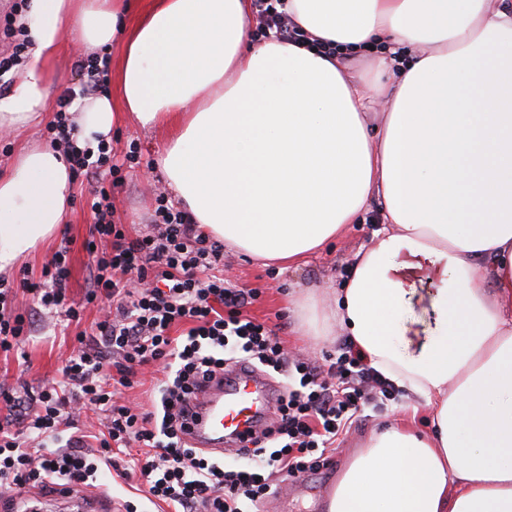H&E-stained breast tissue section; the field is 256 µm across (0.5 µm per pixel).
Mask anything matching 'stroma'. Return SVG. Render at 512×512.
Listing matches in <instances>:
<instances>
[{
	"label": "stroma",
	"instance_id": "35a3bbf8",
	"mask_svg": "<svg viewBox=\"0 0 512 512\" xmlns=\"http://www.w3.org/2000/svg\"><path fill=\"white\" fill-rule=\"evenodd\" d=\"M82 54V49L74 42H66L55 62L56 77L51 88L53 101H60L67 91L83 85L84 77L77 67V59ZM111 139L116 157H123L130 146L138 148V165L122 170L125 184L115 192L113 217L115 223L127 225L134 233L147 224L155 206L156 193L168 189L164 176L154 166L155 154L164 144L165 133L161 130L147 132L133 121L125 120L114 127ZM84 191V186H75L65 224L74 240L68 290L69 298L74 300L83 295L89 263L81 247L92 222L82 198ZM379 208V202H372L362 223L347 225L333 245L297 268L281 271L225 249V278L238 287L256 290L257 297L248 308L249 315L269 325L280 326V337L290 354L303 355L321 365L329 354L335 353L338 344L345 341L346 335L341 331L333 339L321 343L304 335L296 303L312 288L317 289L325 303H333L337 288L349 272L354 253L369 243L378 227ZM76 330L63 327L54 318L35 314L29 339L22 344L20 353L0 352V387L12 388L22 382L35 390L54 378L70 352ZM407 403V398L401 394L384 408H368L361 412L343 433L338 449L323 466L301 479H287V503L268 497L262 504V512H324L325 500L350 453L373 428L394 421ZM77 492L103 499L110 512H124L123 504L128 500L134 501L140 512H168L164 503L154 504L146 499L137 479L126 481L115 477L113 469L107 467L98 472L90 484L78 487Z\"/></svg>",
	"mask_w": 512,
	"mask_h": 512
}]
</instances>
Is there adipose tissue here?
Here are the masks:
<instances>
[{"mask_svg":"<svg viewBox=\"0 0 512 512\" xmlns=\"http://www.w3.org/2000/svg\"><path fill=\"white\" fill-rule=\"evenodd\" d=\"M297 41L252 38L251 0H30L32 49L0 96V134L51 109L66 37L120 44L117 95L79 100L81 145L122 116L169 128L159 164L196 223L263 264L297 265L357 223L383 227L336 290L301 308L308 335L341 325L431 428L372 433L328 512H512V0H284ZM369 55L375 78L354 60ZM60 153L18 151L0 177V273L66 221ZM425 297L429 335L399 313Z\"/></svg>","mask_w":512,"mask_h":512,"instance_id":"ef3b65f1","label":"adipose tissue"}]
</instances>
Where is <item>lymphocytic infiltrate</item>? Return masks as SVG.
Here are the masks:
<instances>
[{"mask_svg": "<svg viewBox=\"0 0 512 512\" xmlns=\"http://www.w3.org/2000/svg\"><path fill=\"white\" fill-rule=\"evenodd\" d=\"M27 0H13L0 20L6 52L0 77L16 72L32 41L16 19ZM63 97L46 127L74 176L87 182L93 222L83 243L89 256L80 301L67 297L70 246L48 260L21 289L47 314L80 324L87 306L101 316L75 337L58 379L37 394L0 391V501L34 487L63 490L87 484L112 464L114 449L137 446L133 464L152 497L174 512H255L272 492L274 475L295 478L319 466L343 428L366 407H380L395 387L344 342L327 367L291 357L268 325L242 314L254 293L224 279V244L195 224L190 212L158 194L144 234L129 237L113 223L112 190L120 164L112 145L79 147ZM13 289L0 282V352L18 348L29 325L13 305ZM245 361L281 374L288 387L270 430L254 440L246 467H227L182 440V418L200 378ZM165 374L154 408L126 398L143 370ZM102 415L104 432L86 446L79 424Z\"/></svg>", "mask_w": 512, "mask_h": 512, "instance_id": "1", "label": "lymphocytic infiltrate"}]
</instances>
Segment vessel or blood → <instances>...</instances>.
I'll return each instance as SVG.
<instances>
[{
	"mask_svg": "<svg viewBox=\"0 0 512 512\" xmlns=\"http://www.w3.org/2000/svg\"><path fill=\"white\" fill-rule=\"evenodd\" d=\"M278 398L277 387L261 371L234 365L198 382L189 400L193 414L183 438L190 447L224 456L269 426Z\"/></svg>",
	"mask_w": 512,
	"mask_h": 512,
	"instance_id": "b4317fda",
	"label": "vessel or blood"
}]
</instances>
